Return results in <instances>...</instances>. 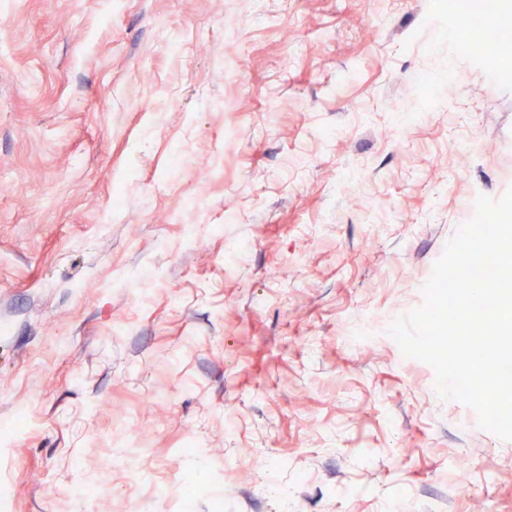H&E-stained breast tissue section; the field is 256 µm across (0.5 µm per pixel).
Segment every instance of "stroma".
<instances>
[{
	"mask_svg": "<svg viewBox=\"0 0 512 512\" xmlns=\"http://www.w3.org/2000/svg\"><path fill=\"white\" fill-rule=\"evenodd\" d=\"M510 159L427 0H0L8 512H512V442L387 332Z\"/></svg>",
	"mask_w": 512,
	"mask_h": 512,
	"instance_id": "obj_1",
	"label": "stroma"
}]
</instances>
